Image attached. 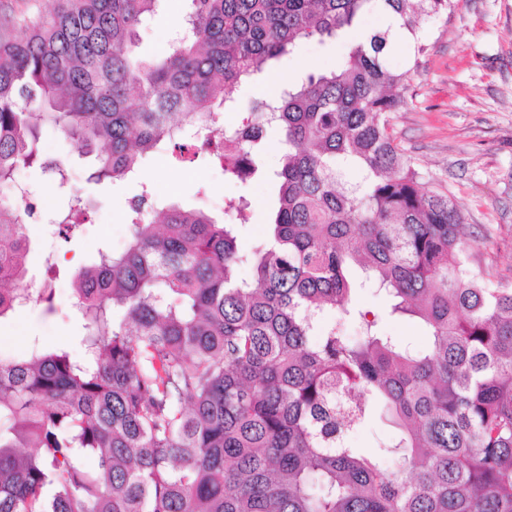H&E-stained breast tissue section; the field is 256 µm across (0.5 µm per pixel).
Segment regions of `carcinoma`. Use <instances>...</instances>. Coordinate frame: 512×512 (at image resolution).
I'll use <instances>...</instances> for the list:
<instances>
[{"mask_svg": "<svg viewBox=\"0 0 512 512\" xmlns=\"http://www.w3.org/2000/svg\"><path fill=\"white\" fill-rule=\"evenodd\" d=\"M160 2L64 0L0 24V194L49 127L96 155L95 182L200 147L232 177L277 182V206L243 256L236 225L140 182L125 250L76 277L83 355L35 341L0 358V512H512V286L475 272L461 211L389 132L427 51L420 19L454 0H188L171 52L147 63L138 29ZM370 10L392 23L341 67L243 104L272 62ZM222 109L245 117L224 127ZM224 213L251 219L243 196ZM29 214L0 197V320L31 299ZM62 217L81 223V198ZM355 266L425 347L355 305ZM376 410L396 435L353 447ZM385 331L392 336H398L405 342H410L417 346H424L425 336L419 324L408 317L386 316L383 320Z\"/></svg>", "mask_w": 512, "mask_h": 512, "instance_id": "carcinoma-1", "label": "carcinoma"}]
</instances>
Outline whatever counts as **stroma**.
<instances>
[{
    "label": "stroma",
    "instance_id": "1",
    "mask_svg": "<svg viewBox=\"0 0 512 512\" xmlns=\"http://www.w3.org/2000/svg\"><path fill=\"white\" fill-rule=\"evenodd\" d=\"M184 0H167L164 10L139 30L138 56L153 61L166 55L180 25ZM421 25L429 50L402 94L405 104L393 113L391 132L400 149L412 157L430 190L448 192L464 223L480 245L472 255L475 270L491 272L512 285V0H457L453 13ZM348 52L342 40L312 39L283 57L278 75L295 77L307 69L338 67ZM45 159L67 171L69 188L82 196L87 215L79 230L61 237L47 223L51 211L64 209L57 183L39 169L17 176L36 184L38 230L30 234L28 286L39 293L52 286L53 312L31 301L0 323V355L23 356L33 339L81 354V326L74 313L73 276L90 265L99 250L119 252L128 241L126 214L139 191L137 182H88V159L58 131L41 134ZM146 174L151 191L161 200L224 216V199L241 194L251 203L252 219L238 229L242 251L260 240L278 188L253 179L230 180L206 155L194 162H176L171 154L149 159ZM55 269L46 271L45 256Z\"/></svg>",
    "mask_w": 512,
    "mask_h": 512
}]
</instances>
